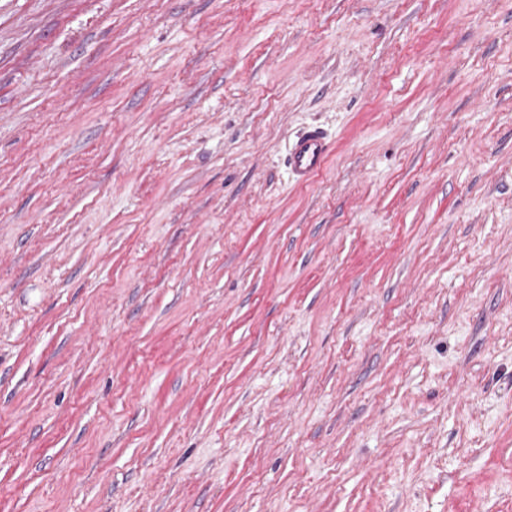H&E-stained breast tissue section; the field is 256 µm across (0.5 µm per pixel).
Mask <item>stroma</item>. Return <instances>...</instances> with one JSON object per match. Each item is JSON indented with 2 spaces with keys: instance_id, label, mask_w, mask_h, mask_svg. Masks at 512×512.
<instances>
[{
  "instance_id": "1",
  "label": "stroma",
  "mask_w": 512,
  "mask_h": 512,
  "mask_svg": "<svg viewBox=\"0 0 512 512\" xmlns=\"http://www.w3.org/2000/svg\"><path fill=\"white\" fill-rule=\"evenodd\" d=\"M0 512H512V0H0ZM332 148L324 129L307 127L288 145V177L297 186L311 185L326 170Z\"/></svg>"
}]
</instances>
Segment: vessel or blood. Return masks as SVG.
I'll list each match as a JSON object with an SVG mask.
<instances>
[{"mask_svg":"<svg viewBox=\"0 0 512 512\" xmlns=\"http://www.w3.org/2000/svg\"><path fill=\"white\" fill-rule=\"evenodd\" d=\"M333 143L325 130L310 126L288 145V176L295 185H311L326 169Z\"/></svg>","mask_w":512,"mask_h":512,"instance_id":"1","label":"vessel or blood"}]
</instances>
